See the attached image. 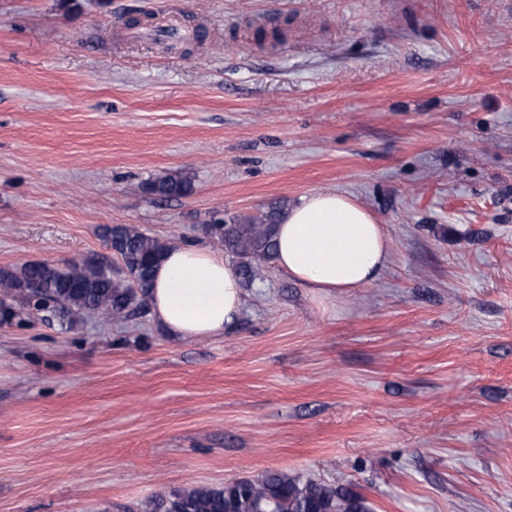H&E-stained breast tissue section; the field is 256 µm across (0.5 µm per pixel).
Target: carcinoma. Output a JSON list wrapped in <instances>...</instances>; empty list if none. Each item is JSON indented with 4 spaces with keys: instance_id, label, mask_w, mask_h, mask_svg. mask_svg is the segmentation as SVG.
<instances>
[{
    "instance_id": "carcinoma-1",
    "label": "carcinoma",
    "mask_w": 512,
    "mask_h": 512,
    "mask_svg": "<svg viewBox=\"0 0 512 512\" xmlns=\"http://www.w3.org/2000/svg\"><path fill=\"white\" fill-rule=\"evenodd\" d=\"M160 198L191 193L192 180L180 171L157 178L146 186ZM279 213L271 209L258 217L205 225L206 233L235 259L246 285L262 278L275 258L274 228ZM103 237L113 241L122 266L86 260L62 266L26 263L0 270V313L19 326L29 321L33 308L73 328L86 320L107 326L142 314L148 307L147 290L155 263L167 243L132 224L107 225ZM141 512H369L357 492L316 482L298 473L267 470L260 476L233 480L222 486H196L157 494L140 505Z\"/></svg>"
}]
</instances>
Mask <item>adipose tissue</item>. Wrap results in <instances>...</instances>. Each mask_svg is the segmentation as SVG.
Returning <instances> with one entry per match:
<instances>
[{
	"label": "adipose tissue",
	"mask_w": 512,
	"mask_h": 512,
	"mask_svg": "<svg viewBox=\"0 0 512 512\" xmlns=\"http://www.w3.org/2000/svg\"><path fill=\"white\" fill-rule=\"evenodd\" d=\"M389 253L390 239L370 211L336 192L302 197L277 228L278 267L325 299L374 282ZM149 305L170 336L223 335L244 306L238 269L209 249L171 245L155 270Z\"/></svg>",
	"instance_id": "1"
}]
</instances>
